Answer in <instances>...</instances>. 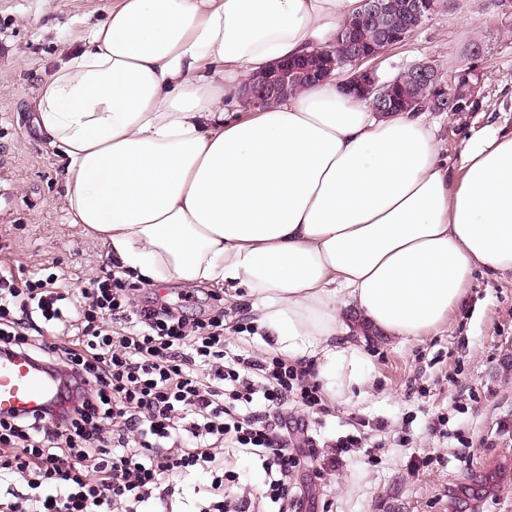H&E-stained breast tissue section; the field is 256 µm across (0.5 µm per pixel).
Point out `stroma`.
<instances>
[{"instance_id": "35a3bbf8", "label": "stroma", "mask_w": 512, "mask_h": 512, "mask_svg": "<svg viewBox=\"0 0 512 512\" xmlns=\"http://www.w3.org/2000/svg\"><path fill=\"white\" fill-rule=\"evenodd\" d=\"M105 0H0V183L12 192L0 209V250L16 266L63 270L84 288L111 264L108 247L69 224L61 159L31 108L41 82L69 49L82 46ZM428 61L443 75L470 63L478 90L458 113H430L441 156L458 167L467 142L487 126L512 132V14L497 0H438L432 15L374 64L390 78ZM231 348L269 350L242 301L223 298ZM370 365L350 394L322 411L290 407L320 443L321 474L302 464L294 480L301 512H512V274H474L466 295L435 331L415 339L380 336L353 324ZM442 433L430 426L437 416ZM375 447L374 464L348 458L327 466V447L357 422Z\"/></svg>"}]
</instances>
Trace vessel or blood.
Listing matches in <instances>:
<instances>
[{
  "mask_svg": "<svg viewBox=\"0 0 512 512\" xmlns=\"http://www.w3.org/2000/svg\"><path fill=\"white\" fill-rule=\"evenodd\" d=\"M57 397V384L44 371L11 354L0 356V414L45 407Z\"/></svg>",
  "mask_w": 512,
  "mask_h": 512,
  "instance_id": "obj_1",
  "label": "vessel or blood"
}]
</instances>
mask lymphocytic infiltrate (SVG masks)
I'll use <instances>...</instances> for the list:
<instances>
[{
	"label": "lymphocytic infiltrate",
	"instance_id": "obj_1",
	"mask_svg": "<svg viewBox=\"0 0 512 512\" xmlns=\"http://www.w3.org/2000/svg\"><path fill=\"white\" fill-rule=\"evenodd\" d=\"M57 281L0 258V354H26L61 390L58 407L0 415V512H229L228 448L262 460L278 512L297 507L293 475L318 443L294 450L288 405H322L309 362L232 353L223 312L138 302L110 269L86 288ZM200 471L209 497L178 504Z\"/></svg>",
	"mask_w": 512,
	"mask_h": 512
}]
</instances>
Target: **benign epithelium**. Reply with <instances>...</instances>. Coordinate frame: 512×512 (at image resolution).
Wrapping results in <instances>:
<instances>
[{
    "label": "benign epithelium",
    "mask_w": 512,
    "mask_h": 512,
    "mask_svg": "<svg viewBox=\"0 0 512 512\" xmlns=\"http://www.w3.org/2000/svg\"><path fill=\"white\" fill-rule=\"evenodd\" d=\"M366 7L360 13L349 18L335 38L354 50L351 57L336 60L331 58L321 70H313L302 61H280L269 67L264 73L254 78L243 93L251 99L253 105L264 107L288 95V83L301 74L310 83L320 82L334 75L344 78L341 89L371 100L377 112L395 111V100L386 88V82L379 75L376 67L368 64L375 58L363 47V18L367 13L387 15L392 11L389 0H365ZM414 21L436 8V0H413L408 5ZM411 76L426 82L434 88L437 101L448 99V93L458 94L468 100L476 93L475 73L472 70L462 71L454 76L443 79L441 73L429 62H421L407 69Z\"/></svg>",
    "instance_id": "7a95c632"
}]
</instances>
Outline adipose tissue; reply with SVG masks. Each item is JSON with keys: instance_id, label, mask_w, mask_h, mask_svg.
Masks as SVG:
<instances>
[{"instance_id": "1", "label": "adipose tissue", "mask_w": 512, "mask_h": 512, "mask_svg": "<svg viewBox=\"0 0 512 512\" xmlns=\"http://www.w3.org/2000/svg\"><path fill=\"white\" fill-rule=\"evenodd\" d=\"M359 4L112 0L32 103L71 224L143 284L241 292L274 349L333 394L367 370L342 308L416 338L474 273H512V133L484 128L453 170L424 113L373 112L334 79L240 108L242 86Z\"/></svg>"}]
</instances>
